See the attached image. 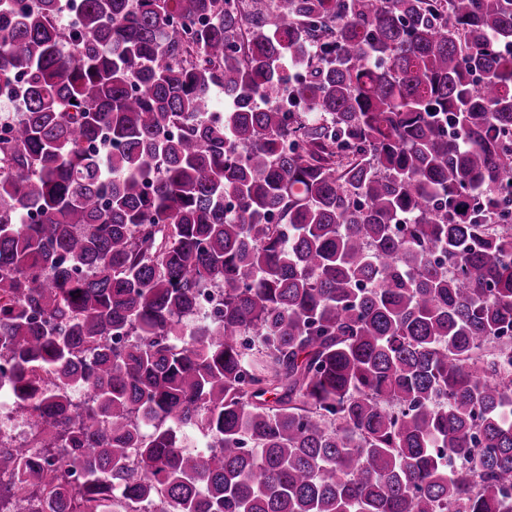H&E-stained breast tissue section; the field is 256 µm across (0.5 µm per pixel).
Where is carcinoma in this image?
I'll use <instances>...</instances> for the list:
<instances>
[{"label":"carcinoma","mask_w":512,"mask_h":512,"mask_svg":"<svg viewBox=\"0 0 512 512\" xmlns=\"http://www.w3.org/2000/svg\"><path fill=\"white\" fill-rule=\"evenodd\" d=\"M272 2L0 0V512H512V0ZM12 389V380L8 372L0 373V391L5 399L0 402V443L1 436L7 437L12 443L9 448H15L24 441L28 433V425L21 419L16 407L8 400Z\"/></svg>","instance_id":"cac0c4a2"}]
</instances>
